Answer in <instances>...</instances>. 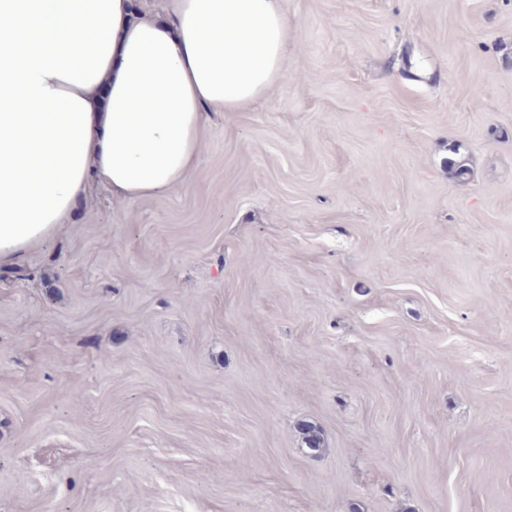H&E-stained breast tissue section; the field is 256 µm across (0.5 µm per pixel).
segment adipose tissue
<instances>
[{"mask_svg":"<svg viewBox=\"0 0 512 512\" xmlns=\"http://www.w3.org/2000/svg\"><path fill=\"white\" fill-rule=\"evenodd\" d=\"M284 0H0V266L73 223L90 182L181 183L211 112L282 80Z\"/></svg>","mask_w":512,"mask_h":512,"instance_id":"1","label":"adipose tissue"}]
</instances>
